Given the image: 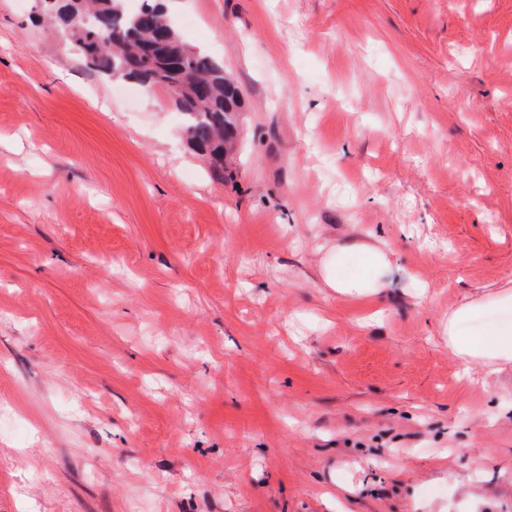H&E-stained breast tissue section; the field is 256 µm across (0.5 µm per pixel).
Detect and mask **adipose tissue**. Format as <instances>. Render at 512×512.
Wrapping results in <instances>:
<instances>
[{
	"mask_svg": "<svg viewBox=\"0 0 512 512\" xmlns=\"http://www.w3.org/2000/svg\"><path fill=\"white\" fill-rule=\"evenodd\" d=\"M336 260L320 269L326 287L348 297H360L381 288L394 272L392 253L387 244H363L337 249ZM492 301L498 318L480 332L463 336L461 322L470 320L485 301ZM448 347L465 362L484 373L491 383L506 365H512V289L502 288L485 296L468 298L448 316Z\"/></svg>",
	"mask_w": 512,
	"mask_h": 512,
	"instance_id": "obj_1",
	"label": "adipose tissue"
}]
</instances>
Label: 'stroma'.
<instances>
[{"label": "stroma", "mask_w": 512, "mask_h": 512, "mask_svg": "<svg viewBox=\"0 0 512 512\" xmlns=\"http://www.w3.org/2000/svg\"><path fill=\"white\" fill-rule=\"evenodd\" d=\"M161 2L242 92L231 178L0 0V512H512V368L444 335L512 289V0ZM376 240L386 288L324 285Z\"/></svg>", "instance_id": "stroma-1"}]
</instances>
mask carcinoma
I'll return each instance as SVG.
<instances>
[{
  "mask_svg": "<svg viewBox=\"0 0 512 512\" xmlns=\"http://www.w3.org/2000/svg\"><path fill=\"white\" fill-rule=\"evenodd\" d=\"M98 27L66 30L83 66L106 80L130 79L149 89L175 93L186 118L191 146L207 156L215 176L224 178V160L235 150L242 96L224 67L205 51L185 44L160 3L129 11L124 0H87ZM164 73L167 83L148 81Z\"/></svg>",
  "mask_w": 512,
  "mask_h": 512,
  "instance_id": "1",
  "label": "carcinoma"
}]
</instances>
